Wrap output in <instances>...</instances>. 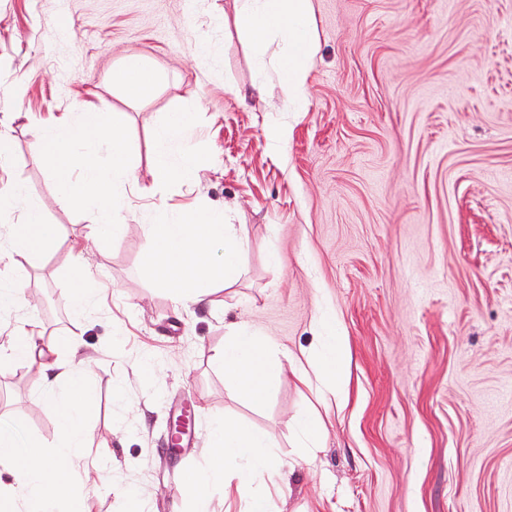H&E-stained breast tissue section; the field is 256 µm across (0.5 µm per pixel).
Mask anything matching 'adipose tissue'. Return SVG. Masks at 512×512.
Wrapping results in <instances>:
<instances>
[{
    "mask_svg": "<svg viewBox=\"0 0 512 512\" xmlns=\"http://www.w3.org/2000/svg\"><path fill=\"white\" fill-rule=\"evenodd\" d=\"M237 2L234 26L252 54L257 90L265 91L269 84L266 46L269 41H278V84L294 111H304L307 79L318 52L311 0ZM112 79L127 94L139 98L149 96L156 84L155 75L136 55L127 57ZM16 207L23 210L21 223L0 225V262L16 254L41 255L58 239L57 226L47 222L43 210L19 183L0 193V210ZM154 212L153 223L146 227L152 247L144 262L156 283L177 300H201L214 287L240 276L244 243L234 226L227 224L225 213L194 204L171 207L164 203ZM217 244L224 247L218 261L211 257ZM43 337L38 323L20 322L10 354L0 357V373L18 363L37 365L54 354L56 344L44 343ZM216 360L225 384L254 401L262 400L270 379L285 368L266 338L242 326L225 336ZM345 360L343 347L334 345L310 368L297 367L293 373L303 384L315 380L335 389L341 384ZM52 368L53 381L62 394L49 397L48 403L58 415L61 439L49 450L35 441L22 448L12 431L0 429V464L11 466L15 473L13 484L0 485V512H91L85 488L93 477L83 461V436L92 403L86 362L75 353L67 362H53ZM205 453L210 460L206 475H194L183 489L194 505L193 512H208L211 481L228 483L279 469L264 434L223 418L215 421ZM231 460L244 461V468L235 474L227 472L225 464Z\"/></svg>",
    "mask_w": 512,
    "mask_h": 512,
    "instance_id": "obj_1",
    "label": "adipose tissue"
}]
</instances>
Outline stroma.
Wrapping results in <instances>:
<instances>
[{"instance_id": "35a3bbf8", "label": "stroma", "mask_w": 512, "mask_h": 512, "mask_svg": "<svg viewBox=\"0 0 512 512\" xmlns=\"http://www.w3.org/2000/svg\"><path fill=\"white\" fill-rule=\"evenodd\" d=\"M319 52L305 111L281 89L259 95L247 47L224 27L234 0H0V122L12 155L0 190L24 184L56 224L55 247L0 264L27 285L0 317V350L21 320L92 359L85 439L103 477L91 512H188L179 471H202L212 423L266 433L277 474L232 489L210 512H512V0H312ZM205 53H198L197 42ZM131 54L154 70L133 100L112 82ZM123 113L139 183L167 112L200 116L198 177L143 196L127 187L113 245L84 258L102 285L70 309L63 274L85 215L63 207L37 153L40 127L81 101ZM288 127L274 144L270 128ZM227 208L244 240L243 274L181 304L143 265L155 201ZM248 325L280 355L348 348L345 401L319 399L291 370L262 404L225 386L214 361ZM152 359L143 377L138 366ZM36 370L0 376V427L50 446L58 417ZM319 416L316 453L296 419ZM191 417L182 448L169 424Z\"/></svg>"}]
</instances>
